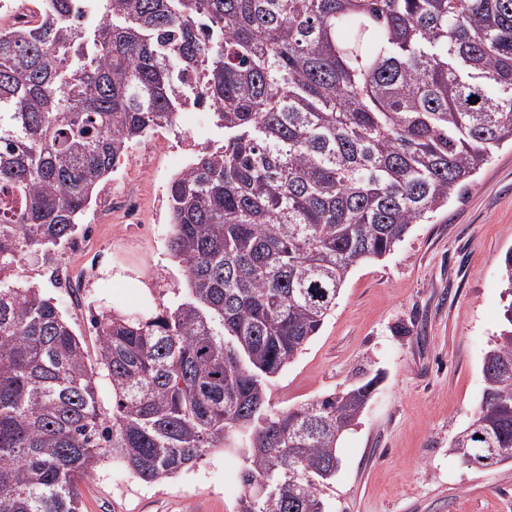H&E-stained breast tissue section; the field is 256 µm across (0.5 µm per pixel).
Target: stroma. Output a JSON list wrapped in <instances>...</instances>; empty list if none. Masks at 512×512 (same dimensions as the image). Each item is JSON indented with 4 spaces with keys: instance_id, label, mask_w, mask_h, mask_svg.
I'll use <instances>...</instances> for the list:
<instances>
[{
    "instance_id": "1",
    "label": "stroma",
    "mask_w": 512,
    "mask_h": 512,
    "mask_svg": "<svg viewBox=\"0 0 512 512\" xmlns=\"http://www.w3.org/2000/svg\"><path fill=\"white\" fill-rule=\"evenodd\" d=\"M206 112L186 108L116 163L71 243L24 256L16 278L43 288L76 335L92 342L103 306L156 313L183 287L168 250L171 179L199 151L222 145ZM512 249V147L494 151L460 200L412 225L384 259L350 273L336 305L268 385L271 408L379 376L358 423L338 444L323 487L330 512H512V462L468 467L448 446L476 411L482 361L507 302ZM240 454L210 452L193 469L147 484L104 463L80 485L83 512H236Z\"/></svg>"
}]
</instances>
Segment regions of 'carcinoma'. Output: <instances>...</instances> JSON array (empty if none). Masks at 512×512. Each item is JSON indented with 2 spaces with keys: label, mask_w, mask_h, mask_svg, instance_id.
<instances>
[{
  "label": "carcinoma",
  "mask_w": 512,
  "mask_h": 512,
  "mask_svg": "<svg viewBox=\"0 0 512 512\" xmlns=\"http://www.w3.org/2000/svg\"><path fill=\"white\" fill-rule=\"evenodd\" d=\"M187 106L224 130L168 187L187 293L94 315L92 364L13 272L69 242L116 160ZM506 143L512 0H54L0 29V512H82L79 480L109 459L156 482L215 448L243 457L237 512H326L379 376L281 412L267 384L353 267ZM503 317L449 438L470 467L512 461V300Z\"/></svg>",
  "instance_id": "obj_1"
}]
</instances>
